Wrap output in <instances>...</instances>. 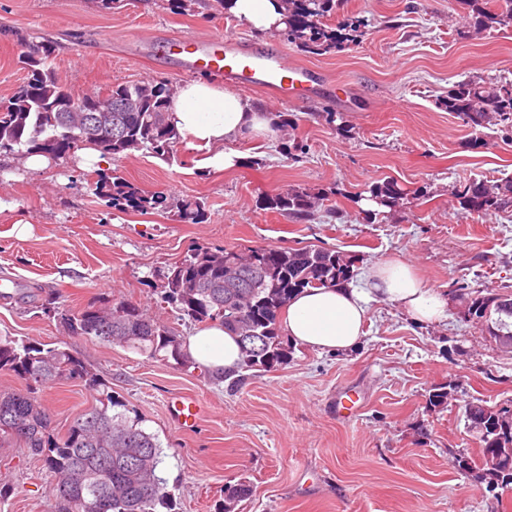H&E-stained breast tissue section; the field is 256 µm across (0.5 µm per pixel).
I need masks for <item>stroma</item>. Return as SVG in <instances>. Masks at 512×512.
<instances>
[{"label": "stroma", "mask_w": 512, "mask_h": 512, "mask_svg": "<svg viewBox=\"0 0 512 512\" xmlns=\"http://www.w3.org/2000/svg\"><path fill=\"white\" fill-rule=\"evenodd\" d=\"M330 25L360 36L317 56L205 2L178 15L160 0L108 14L91 0H0V99L24 77L15 64L19 30L60 43L52 65L78 94H104L124 81L190 82L164 45L183 34L204 41L224 33L282 51L333 85L312 100L248 90L266 111L289 113L293 125L241 137L243 160L229 172L208 169V149L187 137L169 165L145 151L99 163L85 149L36 171L11 162L0 176V336L67 349L109 382L158 437L159 474L177 512H214L225 484L241 480L252 495L238 512H512V493L494 499L451 463L477 451L464 405L512 399V352L456 311L418 324L376 300L351 352L296 346L288 365L248 376L231 393L201 369L70 335L41 308L49 296L75 309L123 297L190 335L194 325L177 320L162 288L169 265L201 245L332 248L356 257L357 286L368 265L391 258L443 293L455 281L484 291L512 286V212L481 221L454 196L475 179L512 177V143L488 129L475 134L440 103L456 82H512V34L462 37L457 0H336ZM329 112L341 121L328 123ZM112 170L148 191L203 199L207 221L113 208L88 186ZM387 181L404 190L403 209L368 219L367 191ZM291 186L334 189L332 212L308 222L261 207L262 197ZM449 381L459 388L447 408L429 410L430 387ZM180 396L201 406L189 430L168 413ZM350 397L362 403L354 416L340 411ZM41 399L62 432L94 394L61 381ZM1 484L10 493L0 512H54L53 475L19 443L0 446Z\"/></svg>", "instance_id": "35a3bbf8"}]
</instances>
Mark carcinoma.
<instances>
[{
    "label": "carcinoma",
    "instance_id": "cac0c4a2",
    "mask_svg": "<svg viewBox=\"0 0 512 512\" xmlns=\"http://www.w3.org/2000/svg\"><path fill=\"white\" fill-rule=\"evenodd\" d=\"M199 0H161L163 8L176 14L195 11ZM285 29L281 32L307 52L321 55L336 48V32L326 23L334 13L336 0H283ZM464 10L468 28L474 33L494 35L512 32V0H457ZM20 47L37 44L41 53H18L17 64L24 70L23 81L6 98L7 110L0 113V154L21 153L46 156L55 146L95 149L114 160L135 151L168 162L175 158L181 135L169 123L168 104L175 91L169 81L146 80L112 86L115 103L134 98V112H112L111 123L122 128L119 135L95 142L79 138L70 113L58 108L69 99L94 103L96 94L75 95L60 81L51 59L60 45L50 39L36 40L16 34ZM445 108L464 124L480 132L496 129L512 142V83L481 84L457 82L442 99ZM96 195L106 196L112 207L149 211L177 209L178 217L190 224L207 219L201 200H175L162 192L141 189L121 176L97 173L90 183ZM334 191L317 195L288 189L263 198L265 208L308 221L314 211L330 201ZM376 204L391 211L404 200L402 189L387 182L370 189ZM459 206L480 218H491L512 208V179L494 182L473 180L456 192ZM244 256L241 278L235 283L224 271V256ZM357 258L340 251L304 247H251L234 249L197 247L171 266L162 299L179 319L206 326L219 322L240 337L241 371L276 370L286 364L294 348L280 330V316L297 292L330 289L346 285L354 277ZM459 303H467L484 316L489 329L512 337V291L483 292L461 285L450 291ZM41 309L61 319L73 335L102 344L120 346L148 360L188 366L192 360L177 331L145 313L140 304L116 298L91 303L79 310L67 309L54 298ZM252 331L254 340L242 338V328ZM0 371L16 376L23 388L0 391V444L16 440L27 452L40 458L56 480L59 512H175L166 483L158 475L162 450L157 437L142 427L139 416L117 411L121 402L112 387L93 376L84 364L59 347L34 340L0 336ZM79 380L96 393V404L76 413L66 431L55 432L52 417L38 398L48 384ZM456 391L442 385L429 391V408L444 409ZM499 405L475 398L464 408L467 431L480 448V459L465 457L460 473L475 486L495 483L494 498L512 491V420L500 419ZM496 467H487L488 460ZM252 493L250 483L224 485V498L216 512H237L241 501Z\"/></svg>",
    "mask_w": 512,
    "mask_h": 512
}]
</instances>
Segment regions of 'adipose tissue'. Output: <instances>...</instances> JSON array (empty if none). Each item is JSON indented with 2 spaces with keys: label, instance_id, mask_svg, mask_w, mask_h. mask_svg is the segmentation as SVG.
<instances>
[{
  "label": "adipose tissue",
  "instance_id": "1",
  "mask_svg": "<svg viewBox=\"0 0 512 512\" xmlns=\"http://www.w3.org/2000/svg\"><path fill=\"white\" fill-rule=\"evenodd\" d=\"M228 11L260 30L278 27L282 22L278 0H229ZM168 112L171 124L181 135L211 148L207 165L217 171L239 167L242 155L234 146L236 140L271 132L270 119L260 105L206 80L178 87ZM379 298L400 305L417 323H438L448 318V299L443 293L427 287L410 264L387 259L368 270L365 287L345 285L299 293L291 301L281 328L295 343L309 349L328 354L347 352L362 341L370 304ZM186 348L214 376L239 369L240 347L221 325L204 327L188 336Z\"/></svg>",
  "mask_w": 512,
  "mask_h": 512
}]
</instances>
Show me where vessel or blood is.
Wrapping results in <instances>:
<instances>
[{"label": "vessel or blood", "instance_id": "vessel-or-blood-1", "mask_svg": "<svg viewBox=\"0 0 512 512\" xmlns=\"http://www.w3.org/2000/svg\"><path fill=\"white\" fill-rule=\"evenodd\" d=\"M172 44L189 51L181 61L184 70L204 69L238 87H260L301 99L315 97L321 89L317 72L288 63L278 51L259 49L240 39L218 34L198 47L192 37L182 36ZM199 409V403L191 398L181 397L170 404L171 414L185 427L193 426Z\"/></svg>", "mask_w": 512, "mask_h": 512}]
</instances>
